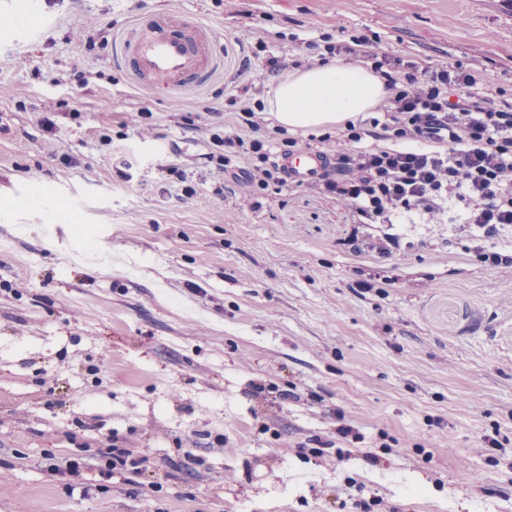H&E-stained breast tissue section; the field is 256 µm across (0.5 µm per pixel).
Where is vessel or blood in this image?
I'll use <instances>...</instances> for the list:
<instances>
[{
  "label": "vessel or blood",
  "instance_id": "1",
  "mask_svg": "<svg viewBox=\"0 0 512 512\" xmlns=\"http://www.w3.org/2000/svg\"><path fill=\"white\" fill-rule=\"evenodd\" d=\"M116 60L142 87L175 95L198 90L218 64L213 44L198 34L196 17L169 13L146 17L132 38L119 44ZM278 163L288 180L307 183L323 173L326 159L307 148L280 156Z\"/></svg>",
  "mask_w": 512,
  "mask_h": 512
}]
</instances>
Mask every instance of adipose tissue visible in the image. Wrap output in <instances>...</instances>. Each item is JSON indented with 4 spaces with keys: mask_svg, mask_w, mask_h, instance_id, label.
<instances>
[{
    "mask_svg": "<svg viewBox=\"0 0 512 512\" xmlns=\"http://www.w3.org/2000/svg\"><path fill=\"white\" fill-rule=\"evenodd\" d=\"M386 95L374 72L356 64L325 63L285 75L271 91L268 110L293 130L339 126L373 111Z\"/></svg>",
    "mask_w": 512,
    "mask_h": 512,
    "instance_id": "ef3b65f1",
    "label": "adipose tissue"
}]
</instances>
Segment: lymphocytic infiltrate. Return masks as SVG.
Masks as SVG:
<instances>
[{
    "instance_id": "1",
    "label": "lymphocytic infiltrate",
    "mask_w": 512,
    "mask_h": 512,
    "mask_svg": "<svg viewBox=\"0 0 512 512\" xmlns=\"http://www.w3.org/2000/svg\"><path fill=\"white\" fill-rule=\"evenodd\" d=\"M388 96L377 115L336 133L331 167L315 183L336 195L363 224H392L403 215L425 223L456 214L483 237L512 227V104L476 94L475 77L458 67L403 65L372 57ZM295 146L284 128L261 139L238 129L212 134L211 174L246 160L240 176L251 190L284 183L273 159L274 137ZM386 146L374 145V138Z\"/></svg>"
}]
</instances>
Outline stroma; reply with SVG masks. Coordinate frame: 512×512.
<instances>
[{"label": "stroma", "mask_w": 512, "mask_h": 512, "mask_svg": "<svg viewBox=\"0 0 512 512\" xmlns=\"http://www.w3.org/2000/svg\"><path fill=\"white\" fill-rule=\"evenodd\" d=\"M2 5L0 512H512V265L482 259L512 228L396 224L381 258L335 196L219 194L206 159L267 59L326 36L512 103V0ZM183 11L221 66L174 101L112 49Z\"/></svg>", "instance_id": "stroma-1"}]
</instances>
